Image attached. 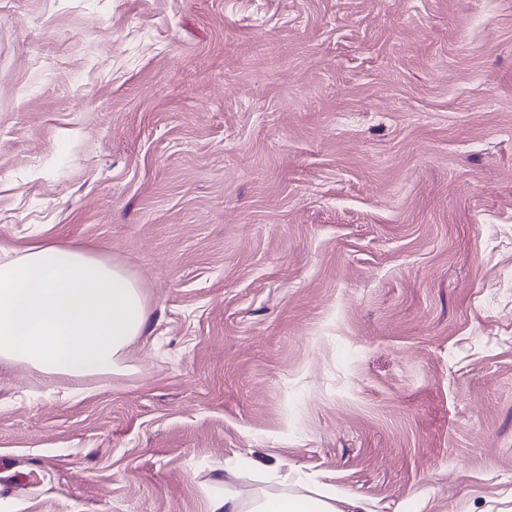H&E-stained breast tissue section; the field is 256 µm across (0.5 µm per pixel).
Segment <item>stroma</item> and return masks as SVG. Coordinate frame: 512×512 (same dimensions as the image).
<instances>
[{"label": "stroma", "instance_id": "stroma-1", "mask_svg": "<svg viewBox=\"0 0 512 512\" xmlns=\"http://www.w3.org/2000/svg\"><path fill=\"white\" fill-rule=\"evenodd\" d=\"M122 264L83 398L0 365V512L275 471L512 512V0H0V239Z\"/></svg>", "mask_w": 512, "mask_h": 512}]
</instances>
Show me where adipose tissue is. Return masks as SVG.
<instances>
[{
  "label": "adipose tissue",
  "mask_w": 512,
  "mask_h": 512,
  "mask_svg": "<svg viewBox=\"0 0 512 512\" xmlns=\"http://www.w3.org/2000/svg\"><path fill=\"white\" fill-rule=\"evenodd\" d=\"M140 283L118 262L58 241L0 243V363H22L82 394L91 376L121 373L128 347L147 326ZM281 491L241 497L225 490L209 512H340L332 489L310 495Z\"/></svg>",
  "instance_id": "ef3b65f1"
}]
</instances>
